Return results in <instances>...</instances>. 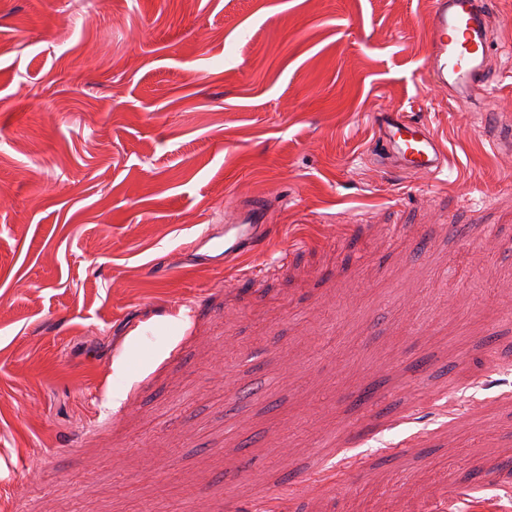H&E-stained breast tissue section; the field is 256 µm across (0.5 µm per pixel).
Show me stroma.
<instances>
[{"instance_id": "35a3bbf8", "label": "stroma", "mask_w": 512, "mask_h": 512, "mask_svg": "<svg viewBox=\"0 0 512 512\" xmlns=\"http://www.w3.org/2000/svg\"><path fill=\"white\" fill-rule=\"evenodd\" d=\"M430 7L0 0V512H512V0L481 111ZM392 108L442 174L376 162ZM266 218L263 204H241L225 218L224 232L205 231L192 242V255L202 263L224 264L257 242Z\"/></svg>"}]
</instances>
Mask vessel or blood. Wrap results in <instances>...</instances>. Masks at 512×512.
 Wrapping results in <instances>:
<instances>
[{
  "mask_svg": "<svg viewBox=\"0 0 512 512\" xmlns=\"http://www.w3.org/2000/svg\"><path fill=\"white\" fill-rule=\"evenodd\" d=\"M492 0H432L428 24L430 50L425 70L430 81L463 105H477L492 93L490 59L496 50L489 25ZM384 152L382 164L403 172L440 174L447 157L439 139L423 121L399 109L374 115ZM267 215L257 202L238 206L225 220L222 232H203L192 242L197 261L220 265L253 246L263 232Z\"/></svg>",
  "mask_w": 512,
  "mask_h": 512,
  "instance_id": "obj_1",
  "label": "vessel or blood"
}]
</instances>
